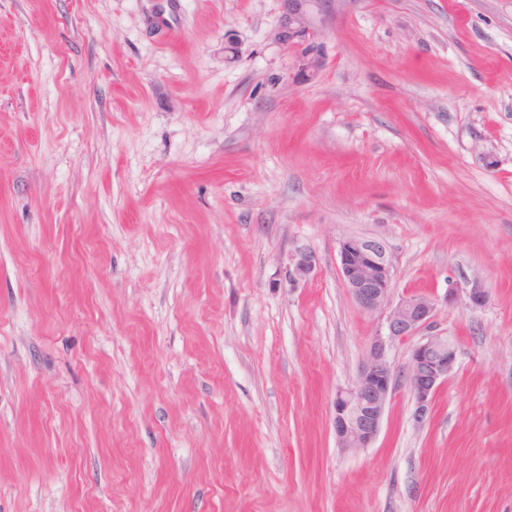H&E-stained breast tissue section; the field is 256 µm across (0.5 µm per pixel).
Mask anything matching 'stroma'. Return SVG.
<instances>
[{
    "label": "stroma",
    "instance_id": "1",
    "mask_svg": "<svg viewBox=\"0 0 512 512\" xmlns=\"http://www.w3.org/2000/svg\"><path fill=\"white\" fill-rule=\"evenodd\" d=\"M281 19L0 0V512H512V0H338L311 80ZM349 236L458 351L355 453Z\"/></svg>",
    "mask_w": 512,
    "mask_h": 512
}]
</instances>
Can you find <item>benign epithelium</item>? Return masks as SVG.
Wrapping results in <instances>:
<instances>
[{"label": "benign epithelium", "instance_id": "benign-epithelium-1", "mask_svg": "<svg viewBox=\"0 0 512 512\" xmlns=\"http://www.w3.org/2000/svg\"><path fill=\"white\" fill-rule=\"evenodd\" d=\"M281 36L296 48L299 72L317 76L326 66L322 50L324 24L318 18L327 0H283ZM339 273L356 303L369 313L388 311L383 335L371 342L356 382L336 392L333 428L339 447L356 452L370 447L380 428L386 404L396 390V377L388 357L389 344L421 335L410 352L406 383L415 401L418 420L428 413L440 385L455 367L454 342L434 329L436 304L422 295H411L388 308L393 265L376 239L346 237L339 241ZM315 267L313 255L298 254L294 275L308 276ZM427 334H422V331Z\"/></svg>", "mask_w": 512, "mask_h": 512}]
</instances>
